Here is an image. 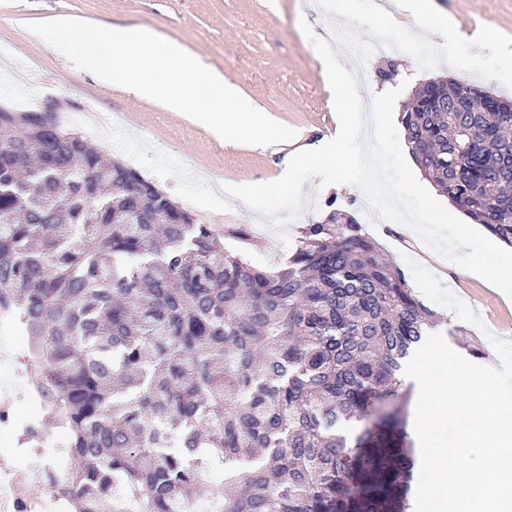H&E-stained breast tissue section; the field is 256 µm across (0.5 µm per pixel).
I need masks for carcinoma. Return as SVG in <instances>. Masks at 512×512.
Here are the masks:
<instances>
[{
	"instance_id": "carcinoma-1",
	"label": "carcinoma",
	"mask_w": 512,
	"mask_h": 512,
	"mask_svg": "<svg viewBox=\"0 0 512 512\" xmlns=\"http://www.w3.org/2000/svg\"><path fill=\"white\" fill-rule=\"evenodd\" d=\"M0 111V319L28 338L70 512H407L404 360L438 326L356 219L260 269L138 172ZM400 123L448 202L512 246V101L418 86ZM359 423L348 438L337 432ZM224 471L206 483L200 472Z\"/></svg>"
}]
</instances>
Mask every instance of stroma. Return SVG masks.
Returning a JSON list of instances; mask_svg holds the SVG:
<instances>
[{"instance_id":"1","label":"stroma","mask_w":512,"mask_h":512,"mask_svg":"<svg viewBox=\"0 0 512 512\" xmlns=\"http://www.w3.org/2000/svg\"><path fill=\"white\" fill-rule=\"evenodd\" d=\"M438 12L454 21L458 55L473 65L449 63L446 41L401 13L396 0H357L346 11L344 0H0V106L19 107L32 91L17 82L22 68L44 79L51 98L63 111L78 116L80 127L111 124L105 151L136 169L181 205L191 206L199 223L212 225L225 236V248H235L233 227L246 226L245 250L251 263L273 269L292 254L302 228L322 222L327 201L364 219L367 206L354 185L336 188L308 186V204L289 221L283 233L260 226L257 213L228 199L221 187L229 183L276 180L279 165L291 149H306L336 131L337 117L325 69L299 21L307 19L315 34L329 43L360 45L359 55H345L349 70L367 68V91L385 92L375 72L388 60L401 64L404 87L395 107L409 102L420 81L463 77L503 98L512 99V76L502 73L492 52L471 44L482 26L498 31L512 45V0H434ZM60 15L99 24L142 25L168 41L197 54L205 66L221 72L226 82L274 120L296 130L293 144L259 149L225 142L205 129L168 111L162 104L141 100L118 85L104 86L89 74L50 51L26 25ZM395 263L405 258L425 262L457 298L482 320L481 325L435 306L441 318L438 334L451 348L466 343L479 349L482 366H499L490 336L512 340V299L480 277L432 253L408 227L396 222L365 227Z\"/></svg>"}]
</instances>
